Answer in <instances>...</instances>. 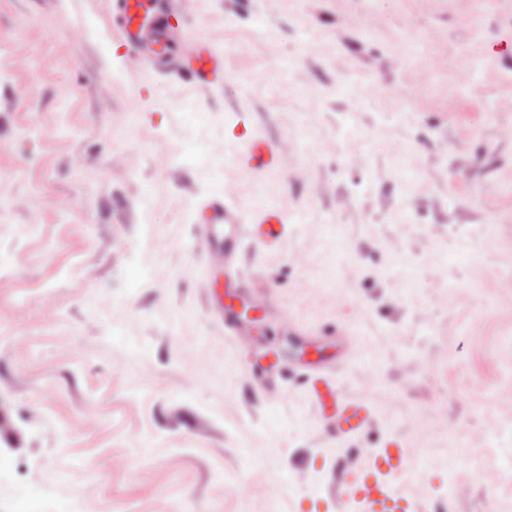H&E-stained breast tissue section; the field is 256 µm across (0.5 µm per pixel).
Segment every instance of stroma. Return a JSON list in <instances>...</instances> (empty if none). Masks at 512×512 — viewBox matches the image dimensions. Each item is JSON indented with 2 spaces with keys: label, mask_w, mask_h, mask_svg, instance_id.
<instances>
[{
  "label": "stroma",
  "mask_w": 512,
  "mask_h": 512,
  "mask_svg": "<svg viewBox=\"0 0 512 512\" xmlns=\"http://www.w3.org/2000/svg\"><path fill=\"white\" fill-rule=\"evenodd\" d=\"M180 46L207 42L224 59L220 88L127 56L113 35L112 0H0V512L16 495L63 481L87 512H346L312 488L336 462L302 388L248 393L246 357L316 364L339 343L367 346L370 372L350 360L345 393L373 412L346 447L408 446L410 419L432 430L441 479L464 472L452 512H512V473L483 432L512 423V0H173ZM430 51L404 64L407 22ZM298 57L297 90L272 82ZM484 59L479 96L465 86L467 55ZM372 86L363 104L338 80ZM413 109L386 123L395 92ZM139 125L125 134L129 113ZM350 117L358 134L340 141ZM304 119L317 157L298 156ZM205 160L171 162L187 131ZM273 141L288 165L281 207L286 245L249 259L255 328L248 346L210 323L215 280L186 242L207 199L243 206L272 186L232 165L228 145ZM374 147L363 153V140ZM422 169L399 183L400 156ZM368 177L359 199L353 180ZM154 187L150 205L141 183ZM410 210L413 223L401 221ZM310 213L308 223L295 220ZM337 213L349 251L337 256L319 219ZM496 224L485 237L487 224ZM31 226L27 238L18 226ZM448 261L435 263L436 247ZM485 253L473 266L461 250ZM335 265L336 286L315 276ZM180 323H170L172 315ZM362 322V336L353 333ZM430 322L421 339L415 327ZM336 324L339 336L324 328ZM458 434L449 452L438 432ZM295 478L276 496L281 471Z\"/></svg>",
  "instance_id": "obj_1"
}]
</instances>
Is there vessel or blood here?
Wrapping results in <instances>:
<instances>
[{
    "instance_id": "b4317fda",
    "label": "vessel or blood",
    "mask_w": 512,
    "mask_h": 512,
    "mask_svg": "<svg viewBox=\"0 0 512 512\" xmlns=\"http://www.w3.org/2000/svg\"><path fill=\"white\" fill-rule=\"evenodd\" d=\"M176 13L169 0H115L112 31L129 53L161 70L176 69L185 82L216 84L221 78V60L208 48L190 58L179 52ZM231 163L247 164L262 174H277L281 162L276 145L263 137L251 138L247 151L231 149ZM204 223L188 243L192 253L206 257V269L223 266L227 285L240 303H247L253 286L244 269L251 253H269L280 248L287 233L288 215L278 205L244 212L214 198L204 204ZM212 324L223 327L225 336H246L244 315L225 305L215 295L208 308ZM336 364L299 367L285 362L279 366H256L251 371L252 395L285 396L288 384H303L309 401L317 406L328 435L336 440L364 433L372 423L370 410L347 397L336 379ZM403 448H373L368 464L354 472L346 459H338L331 473L332 484L343 488L351 512H409V500L394 493L395 479L408 464Z\"/></svg>"
}]
</instances>
